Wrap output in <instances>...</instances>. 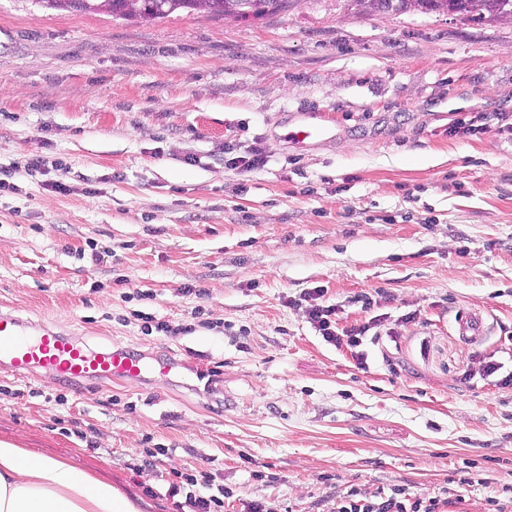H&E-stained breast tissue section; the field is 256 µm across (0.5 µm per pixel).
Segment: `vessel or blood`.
<instances>
[{
    "label": "vessel or blood",
    "instance_id": "obj_1",
    "mask_svg": "<svg viewBox=\"0 0 512 512\" xmlns=\"http://www.w3.org/2000/svg\"><path fill=\"white\" fill-rule=\"evenodd\" d=\"M0 364L19 375L41 367L64 381H140L152 373H168L172 368L164 361L147 364L127 347L91 349L65 336L56 326L33 325L10 311L0 312Z\"/></svg>",
    "mask_w": 512,
    "mask_h": 512
}]
</instances>
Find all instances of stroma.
<instances>
[{"label":"stroma","instance_id":"35a3bbf8","mask_svg":"<svg viewBox=\"0 0 512 512\" xmlns=\"http://www.w3.org/2000/svg\"><path fill=\"white\" fill-rule=\"evenodd\" d=\"M501 113L507 21L362 17L346 0L127 21L0 0V309L175 362L83 384L0 366V439L141 512H177L145 493L176 470L223 486L224 512H337L351 491L512 503ZM305 120L330 135L290 145ZM256 150L265 166L234 165ZM316 287L338 327L374 320L376 337L324 341L301 299ZM140 311L172 333L146 334ZM464 313L487 335L461 336Z\"/></svg>","mask_w":512,"mask_h":512}]
</instances>
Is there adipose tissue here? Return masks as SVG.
<instances>
[{
  "label": "adipose tissue",
  "instance_id": "adipose-tissue-1",
  "mask_svg": "<svg viewBox=\"0 0 512 512\" xmlns=\"http://www.w3.org/2000/svg\"><path fill=\"white\" fill-rule=\"evenodd\" d=\"M0 512H140L82 467L0 440Z\"/></svg>",
  "mask_w": 512,
  "mask_h": 512
}]
</instances>
